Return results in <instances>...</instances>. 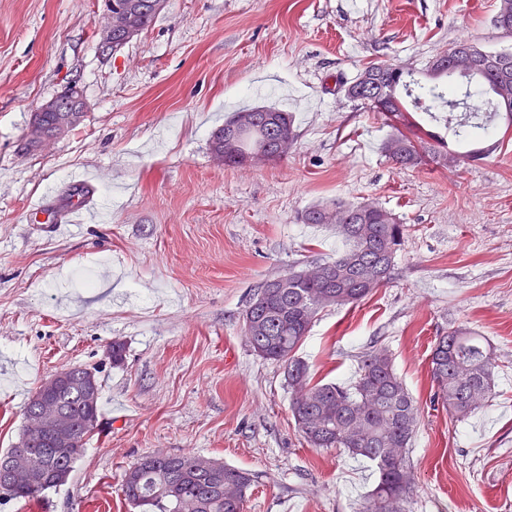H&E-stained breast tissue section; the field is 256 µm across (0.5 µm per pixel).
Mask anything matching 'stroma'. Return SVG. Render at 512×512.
<instances>
[{
  "label": "stroma",
  "mask_w": 512,
  "mask_h": 512,
  "mask_svg": "<svg viewBox=\"0 0 512 512\" xmlns=\"http://www.w3.org/2000/svg\"><path fill=\"white\" fill-rule=\"evenodd\" d=\"M496 0H166L118 52L98 46L101 0H0V452L16 446L41 381L96 368L102 431L72 480L0 512H133L121 478L143 456L194 453L255 477L244 512H360L367 460L298 432L279 364L243 314L258 287L335 256L314 205L376 203L407 228L390 280L321 311L298 355L313 381L351 383L384 348L420 411L408 512H512V138L475 162L399 168L393 129L343 86L368 64L422 73L449 44L494 50ZM84 122L43 151L32 112L67 83ZM295 118L282 160L217 165L209 138L242 108ZM97 176L101 218L50 219ZM462 326L498 364L495 396L453 422L434 398L436 336ZM125 345L122 365L108 357Z\"/></svg>",
  "instance_id": "35a3bbf8"
}]
</instances>
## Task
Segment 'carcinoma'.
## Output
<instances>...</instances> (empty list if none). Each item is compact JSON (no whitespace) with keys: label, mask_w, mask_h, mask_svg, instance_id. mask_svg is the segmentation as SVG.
I'll return each mask as SVG.
<instances>
[{"label":"carcinoma","mask_w":512,"mask_h":512,"mask_svg":"<svg viewBox=\"0 0 512 512\" xmlns=\"http://www.w3.org/2000/svg\"><path fill=\"white\" fill-rule=\"evenodd\" d=\"M140 27L146 30L160 14L153 0H137ZM493 26L512 36V0H498ZM425 82L409 70L379 63L365 67L346 86V94L384 116L397 117L414 107L444 122L448 136L468 146L465 155L450 154L431 143L432 134L399 131L385 144L398 166L416 168L430 162L457 164L480 160L493 149L497 127L512 129V51H489L469 41L455 43L429 63ZM86 113L38 112L30 124L48 133L62 121L75 125ZM236 129L228 165L239 166L246 154L263 153L271 162L288 155L295 142L292 118L275 108L257 107L233 113L210 139L224 148V131ZM306 224H334L344 249L311 268L290 270L288 287L274 288L277 278L259 290L265 303L248 305L244 330L254 353L283 365L294 393L291 412L298 431L313 448H344L373 464L378 481L364 512H405L413 484L406 453L418 424V409L395 373L387 350L376 348L360 357L355 380L348 385L311 383L309 368L297 351L318 314L354 304L387 281L406 225L386 210L367 203L314 206L303 215ZM435 395L453 421H461L488 405L497 367L493 350L482 336L454 329L436 337L430 354ZM97 370L71 368L62 379L48 378L31 395L26 420L48 415V431L32 437L23 431L13 448L0 454L25 478L0 477V497L31 501L66 484L99 431L101 384L87 392V378ZM253 476L246 470L190 453H153L125 470L121 493L136 512H243Z\"/></svg>","instance_id":"obj_1"}]
</instances>
